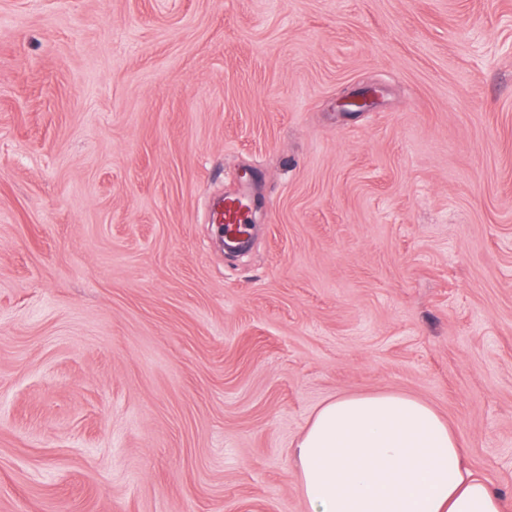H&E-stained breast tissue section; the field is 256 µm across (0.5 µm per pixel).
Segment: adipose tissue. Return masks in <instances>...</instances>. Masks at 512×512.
Segmentation results:
<instances>
[{
  "label": "adipose tissue",
  "mask_w": 512,
  "mask_h": 512,
  "mask_svg": "<svg viewBox=\"0 0 512 512\" xmlns=\"http://www.w3.org/2000/svg\"><path fill=\"white\" fill-rule=\"evenodd\" d=\"M464 457L430 405L392 392L326 401L291 451L307 512H512Z\"/></svg>",
  "instance_id": "obj_1"
}]
</instances>
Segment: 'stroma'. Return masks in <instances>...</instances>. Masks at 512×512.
<instances>
[{
    "label": "stroma",
    "mask_w": 512,
    "mask_h": 512,
    "mask_svg": "<svg viewBox=\"0 0 512 512\" xmlns=\"http://www.w3.org/2000/svg\"><path fill=\"white\" fill-rule=\"evenodd\" d=\"M379 392L512 495V0H0V512H306ZM247 207L244 195L228 196L224 199L219 224L237 230H243L245 224V210Z\"/></svg>",
    "instance_id": "35a3bbf8"
}]
</instances>
